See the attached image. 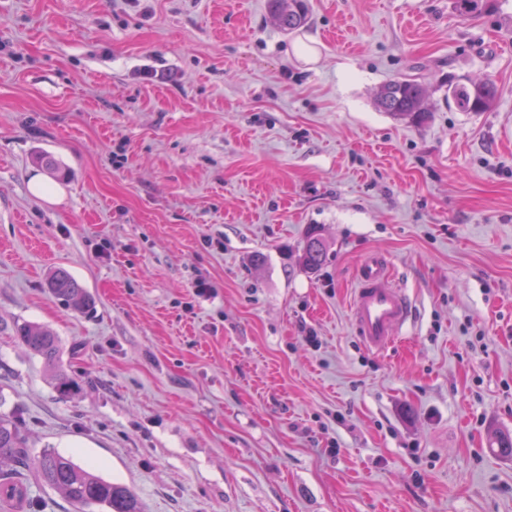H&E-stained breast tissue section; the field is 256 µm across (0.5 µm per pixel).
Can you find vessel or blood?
Here are the masks:
<instances>
[{
	"label": "vessel or blood",
	"instance_id": "1",
	"mask_svg": "<svg viewBox=\"0 0 512 512\" xmlns=\"http://www.w3.org/2000/svg\"><path fill=\"white\" fill-rule=\"evenodd\" d=\"M391 278V262L379 252L365 253L357 264L350 322L360 342L375 352L389 349L412 322L409 299Z\"/></svg>",
	"mask_w": 512,
	"mask_h": 512
}]
</instances>
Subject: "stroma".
I'll use <instances>...</instances> for the list:
<instances>
[{
  "instance_id": "1",
  "label": "stroma",
  "mask_w": 512,
  "mask_h": 512,
  "mask_svg": "<svg viewBox=\"0 0 512 512\" xmlns=\"http://www.w3.org/2000/svg\"><path fill=\"white\" fill-rule=\"evenodd\" d=\"M308 7L287 33L268 0H0V413L143 512H512V0ZM401 78L424 123L374 107ZM369 250L413 300L381 353L349 318ZM498 97L497 86L487 80L461 78L448 82V101L461 112H487ZM327 249L324 240L313 232L303 248L301 255L303 265L310 270H317L325 261ZM48 288L56 299L76 309L85 310L92 306L85 289L64 269H57L51 274ZM12 335L34 355L53 368L59 365L58 339L49 329L28 322L14 324Z\"/></svg>"
}]
</instances>
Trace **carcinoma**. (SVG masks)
I'll list each match as a JSON object with an SVG mask.
<instances>
[{"label": "carcinoma", "instance_id": "1", "mask_svg": "<svg viewBox=\"0 0 512 512\" xmlns=\"http://www.w3.org/2000/svg\"><path fill=\"white\" fill-rule=\"evenodd\" d=\"M270 10L280 28L288 32L304 24L307 16L306 0H270ZM424 96V89L416 80L397 79L381 86L375 105L379 111L394 117L423 121L427 117L423 108ZM497 97V86L487 80L461 78L448 82V101L461 112H487ZM326 253V243L313 233L303 248L302 263L306 268L316 270L323 265ZM48 288L56 299L79 310L92 306L85 289L64 269L51 274ZM12 336L48 365L54 368L59 365L58 339L51 330L28 322L16 323ZM29 468L76 512H88L93 506L103 512H141L137 498L126 486L81 467L53 448H45L35 458H29L22 426L1 414L0 499L9 501L25 492L24 471Z\"/></svg>", "mask_w": 512, "mask_h": 512}]
</instances>
